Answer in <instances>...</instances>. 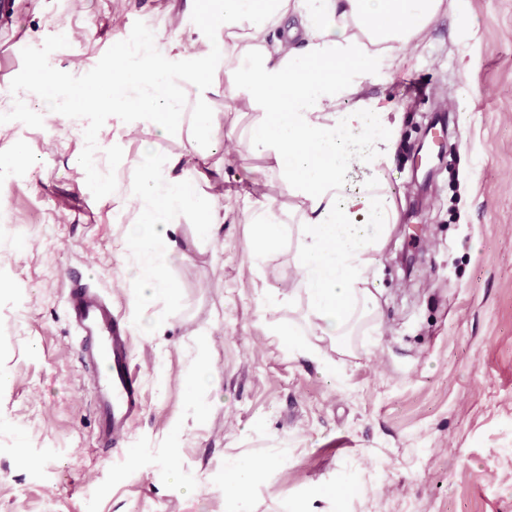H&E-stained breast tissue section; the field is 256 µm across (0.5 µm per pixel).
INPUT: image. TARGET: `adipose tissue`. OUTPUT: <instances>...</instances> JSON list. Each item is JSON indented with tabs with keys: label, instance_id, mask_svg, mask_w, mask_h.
Wrapping results in <instances>:
<instances>
[{
	"label": "adipose tissue",
	"instance_id": "obj_1",
	"mask_svg": "<svg viewBox=\"0 0 512 512\" xmlns=\"http://www.w3.org/2000/svg\"><path fill=\"white\" fill-rule=\"evenodd\" d=\"M202 41L156 32L138 47L117 49L91 93L70 97L61 73L36 67L14 89L13 112L32 109L35 91L69 98L73 114L122 112V136L153 131L148 162L127 192L134 218L124 246L136 263L122 284L145 299L176 302L169 272L187 261L173 225L184 214L212 239L227 222L252 225L251 267L279 252L285 224L298 227L294 289L303 292L302 324L278 329L290 352L334 369L333 354L352 352L360 320L381 327L373 267L400 221L402 193L389 183L400 115L371 95L374 74L399 66L453 0H204ZM244 119L242 131L224 128ZM186 132L189 145L208 141L232 162L240 149L264 158L277 182L242 209L203 192L204 171L176 173L161 158L163 141ZM275 459L240 460L226 468L225 500L246 502L249 488Z\"/></svg>",
	"mask_w": 512,
	"mask_h": 512
}]
</instances>
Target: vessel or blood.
Here are the masks:
<instances>
[{
	"mask_svg": "<svg viewBox=\"0 0 512 512\" xmlns=\"http://www.w3.org/2000/svg\"><path fill=\"white\" fill-rule=\"evenodd\" d=\"M85 271L71 276L64 313L77 333L82 362L97 375L98 446H119L143 413L141 378L132 367L131 329L106 296L85 281Z\"/></svg>",
	"mask_w": 512,
	"mask_h": 512,
	"instance_id": "1",
	"label": "vessel or blood"
}]
</instances>
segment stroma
Segmentation results:
<instances>
[{"label":"stroma","mask_w":512,"mask_h":512,"mask_svg":"<svg viewBox=\"0 0 512 512\" xmlns=\"http://www.w3.org/2000/svg\"><path fill=\"white\" fill-rule=\"evenodd\" d=\"M15 9L11 31L0 29V95L39 65L67 72L82 95L144 28L185 43L205 35L195 0ZM70 31L80 44L65 40ZM371 93L402 114L393 185L411 179L418 144H432L438 99L454 101L461 142L436 164L429 208L404 206L378 257L385 331L357 336L331 381L273 334L299 318L303 296L261 303L293 278L296 239L256 270L250 225L223 224L208 241L183 215L175 238L191 259L170 272L177 303L137 304L113 286L133 258L122 242L134 209L102 193L144 161L140 140L112 137L124 115L0 114L35 161L0 172V512H226V466L270 454L281 463L251 488V512H512V0H457ZM90 128L101 131L97 156L74 167ZM164 147L180 168H208L220 190L217 157L178 135ZM404 250L429 257L409 287L396 261ZM86 264L124 319H168L162 335H132L144 412L110 453L97 445L96 381L63 310L62 274ZM202 326L212 334L200 345ZM199 357L220 376L217 394L184 390ZM174 467L194 496L172 482Z\"/></svg>","instance_id":"obj_1"}]
</instances>
